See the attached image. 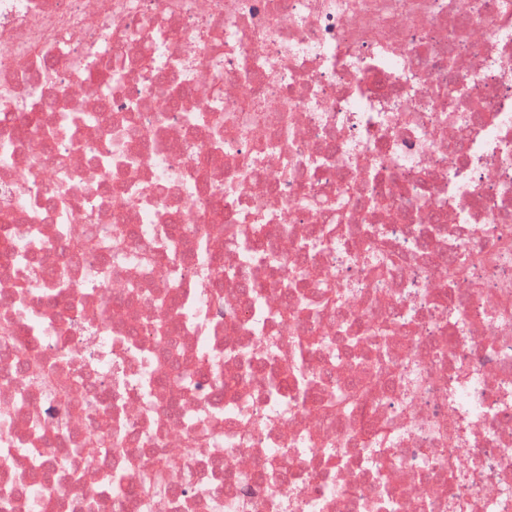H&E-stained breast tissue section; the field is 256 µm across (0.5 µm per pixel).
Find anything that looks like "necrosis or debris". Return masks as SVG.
Here are the masks:
<instances>
[{
    "label": "necrosis or debris",
    "instance_id": "1",
    "mask_svg": "<svg viewBox=\"0 0 512 512\" xmlns=\"http://www.w3.org/2000/svg\"><path fill=\"white\" fill-rule=\"evenodd\" d=\"M1 88L0 512H512V0H0Z\"/></svg>",
    "mask_w": 512,
    "mask_h": 512
}]
</instances>
